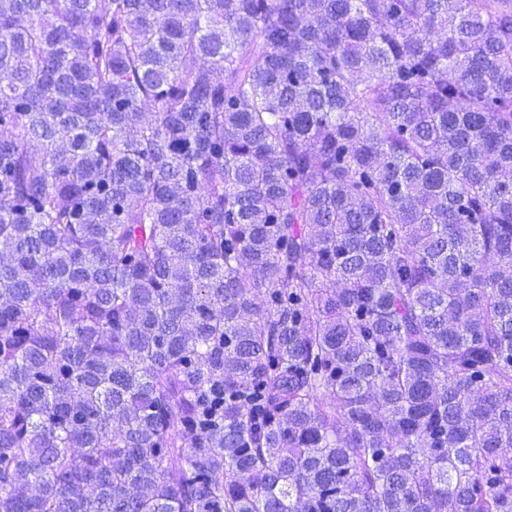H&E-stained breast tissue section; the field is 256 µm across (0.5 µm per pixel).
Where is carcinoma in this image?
Here are the masks:
<instances>
[{
    "label": "carcinoma",
    "instance_id": "1",
    "mask_svg": "<svg viewBox=\"0 0 512 512\" xmlns=\"http://www.w3.org/2000/svg\"><path fill=\"white\" fill-rule=\"evenodd\" d=\"M0 512H512V0H0Z\"/></svg>",
    "mask_w": 512,
    "mask_h": 512
}]
</instances>
